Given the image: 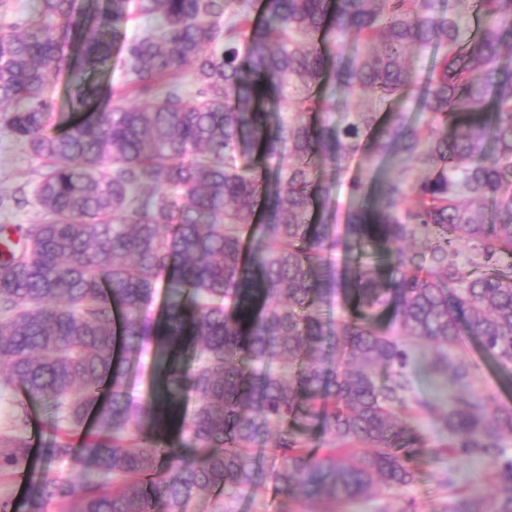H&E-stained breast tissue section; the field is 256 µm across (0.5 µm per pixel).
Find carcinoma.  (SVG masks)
I'll list each match as a JSON object with an SVG mask.
<instances>
[{"mask_svg":"<svg viewBox=\"0 0 512 512\" xmlns=\"http://www.w3.org/2000/svg\"><path fill=\"white\" fill-rule=\"evenodd\" d=\"M38 2L0 27V125L45 168L32 191L43 221L0 225V362L5 384L46 402L50 461L80 477L45 468L33 512H182L215 489L231 512L267 446L287 495L380 498L415 480L411 408L446 448L492 464L497 493L442 512H512V405L477 394L474 366L452 354L467 335L512 369V0H262V22L242 11L224 24L226 0ZM131 6L160 27L127 35ZM116 44L120 85L73 86L60 125L51 77L105 71ZM327 80L364 99L316 125ZM131 93L145 102L126 105ZM406 100L424 120L396 108ZM363 153L399 177L349 181L365 204L340 241L312 169L340 174ZM162 282L160 323L149 311ZM336 295L348 315L331 325L322 306ZM409 338L437 345L430 367L457 388L447 407L416 399ZM150 346L167 363L158 402L143 404L125 377ZM183 390L198 396L187 421ZM26 416L0 435L1 474L29 458ZM90 416L73 447L68 432ZM151 419L157 433H140ZM308 421L328 439L321 455ZM174 423L181 447L165 439Z\"/></svg>","mask_w":512,"mask_h":512,"instance_id":"cac0c4a2","label":"carcinoma"}]
</instances>
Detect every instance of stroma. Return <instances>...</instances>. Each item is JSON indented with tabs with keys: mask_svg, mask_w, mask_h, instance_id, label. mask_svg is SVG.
Returning <instances> with one entry per match:
<instances>
[{
	"mask_svg": "<svg viewBox=\"0 0 512 512\" xmlns=\"http://www.w3.org/2000/svg\"><path fill=\"white\" fill-rule=\"evenodd\" d=\"M42 169L37 160L22 148L13 134L0 127V193L7 195L0 207V224H37L43 213L33 200L31 190L39 180ZM396 167L370 157L354 159L344 175L323 168L318 177L329 190V203L336 212V229L344 231L345 220L353 208L347 181L358 175L383 177L396 175ZM415 353L411 366L418 400L442 403L452 391L448 376L432 373L427 363L433 347L421 340L410 343ZM465 357L476 367V388L480 393L495 396L499 402L512 404V376L486 359L475 342H468ZM25 401L29 413L26 433L31 442L33 466L49 459L52 436L50 416L41 403L26 400L23 392L13 390L0 396V430L10 426L17 411L18 401ZM415 434L422 439L423 449L413 459L416 470L414 482L393 491L388 497L360 500L346 505L305 501L285 495L278 487L274 474L280 466L278 459L268 454L258 459L259 475L256 485L233 504L234 512H436L439 504L469 494H491V484L477 482L481 472L490 470L487 459L461 458L443 451L444 436L440 426L425 416H417L411 423Z\"/></svg>",
	"mask_w": 512,
	"mask_h": 512,
	"instance_id": "1",
	"label": "stroma"
}]
</instances>
